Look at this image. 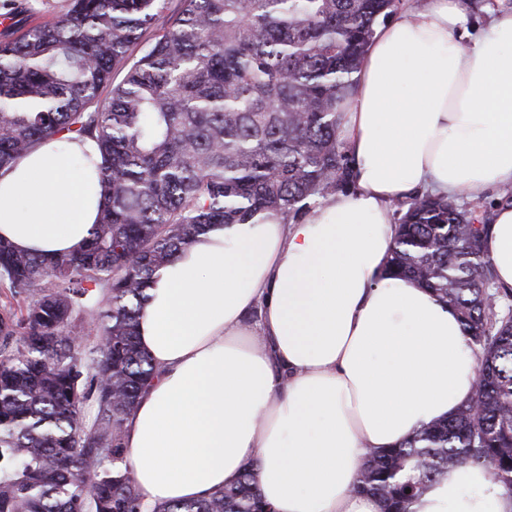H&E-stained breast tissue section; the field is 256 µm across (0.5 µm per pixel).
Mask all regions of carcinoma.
Segmentation results:
<instances>
[{"label":"carcinoma","instance_id":"carcinoma-1","mask_svg":"<svg viewBox=\"0 0 512 512\" xmlns=\"http://www.w3.org/2000/svg\"><path fill=\"white\" fill-rule=\"evenodd\" d=\"M48 4L51 20L0 39V169L43 140L93 138L102 204L76 252L0 240V512H145L123 429L157 373L137 334L154 275L212 224L258 212L297 222L350 188L339 107L375 22L400 0H0V10L32 18ZM494 207L430 195L395 206L385 276L456 310L479 375L452 417L370 452L353 490L382 512H409L428 484L471 464L512 493V289L496 285L483 249ZM270 509L250 465L232 486L151 512Z\"/></svg>","mask_w":512,"mask_h":512}]
</instances>
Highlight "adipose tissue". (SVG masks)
<instances>
[{"label": "adipose tissue", "mask_w": 512, "mask_h": 512, "mask_svg": "<svg viewBox=\"0 0 512 512\" xmlns=\"http://www.w3.org/2000/svg\"><path fill=\"white\" fill-rule=\"evenodd\" d=\"M470 25L460 0L377 24L340 109L352 189L295 224L263 212L211 226L157 271L138 336L158 375L123 436L146 506L200 499L252 465L274 512H381L352 489L368 452L470 400L478 362L456 311L383 276L394 203L512 186V8L482 37ZM99 163L95 139L64 136L0 170V238L32 254L79 249ZM484 248L512 289V203ZM410 509L512 512V494L474 464Z\"/></svg>", "instance_id": "ef3b65f1"}]
</instances>
